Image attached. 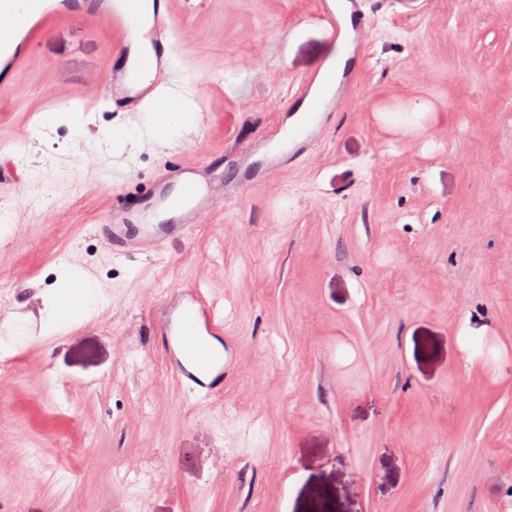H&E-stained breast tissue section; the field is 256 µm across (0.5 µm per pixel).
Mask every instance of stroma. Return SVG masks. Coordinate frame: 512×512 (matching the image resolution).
I'll return each instance as SVG.
<instances>
[{
    "instance_id": "35a3bbf8",
    "label": "stroma",
    "mask_w": 512,
    "mask_h": 512,
    "mask_svg": "<svg viewBox=\"0 0 512 512\" xmlns=\"http://www.w3.org/2000/svg\"><path fill=\"white\" fill-rule=\"evenodd\" d=\"M354 88L315 151L237 189L336 48L315 0H177L197 133L112 143L79 99L111 27L66 17L0 92V512H512V0H366ZM224 200L191 242L113 255L118 196L203 157ZM109 191H102L103 181ZM105 297L68 327L44 300ZM234 310L241 373L196 406L153 336L170 289Z\"/></svg>"
}]
</instances>
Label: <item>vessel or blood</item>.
I'll return each instance as SVG.
<instances>
[{
	"mask_svg": "<svg viewBox=\"0 0 512 512\" xmlns=\"http://www.w3.org/2000/svg\"><path fill=\"white\" fill-rule=\"evenodd\" d=\"M83 10L107 23L114 35L112 63L101 86L81 91V98L105 101L114 112H138L167 87L174 73L175 34L172 0H0V85L29 61V45L60 17ZM315 19L329 41L339 44L349 33H365L372 24L364 0H317ZM365 45H356L334 70L342 94L350 93ZM318 73L305 77L289 96L286 111L299 114L289 129H275L274 154L264 164L243 167L245 182L267 177L297 161L320 144V130L334 115L339 96L319 89ZM152 198L131 205L113 203L98 227L119 257L151 255L165 242L190 240L204 223L220 193L200 177L199 167H169ZM224 309L201 286L173 289L155 310L156 334L177 385L196 403L221 395L239 373L236 338Z\"/></svg>",
	"mask_w": 512,
	"mask_h": 512,
	"instance_id": "vessel-or-blood-1",
	"label": "vessel or blood"
}]
</instances>
